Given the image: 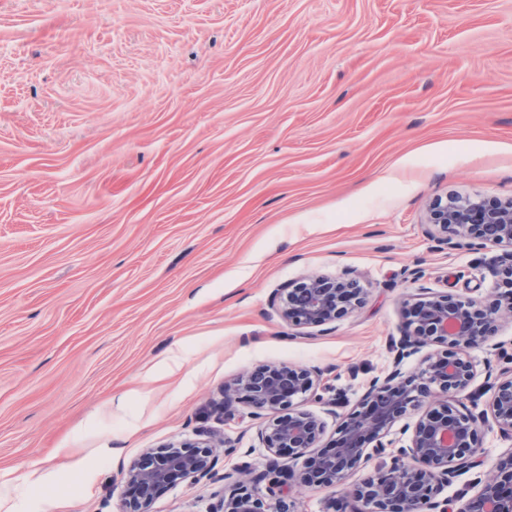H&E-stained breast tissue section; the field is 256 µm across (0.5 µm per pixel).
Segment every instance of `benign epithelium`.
<instances>
[{
  "instance_id": "1",
  "label": "benign epithelium",
  "mask_w": 512,
  "mask_h": 512,
  "mask_svg": "<svg viewBox=\"0 0 512 512\" xmlns=\"http://www.w3.org/2000/svg\"><path fill=\"white\" fill-rule=\"evenodd\" d=\"M432 223L445 236L450 248L466 239L474 249L489 245L512 247V201L486 204L455 198L438 207ZM499 295L482 301L451 294L434 295L407 308L409 333L399 341L400 349L434 342L446 349L429 356L414 375L400 378L393 370L373 379L362 408L340 429L335 446L312 456L304 470L287 471L278 458L303 455L315 447L324 425L315 416L296 411L273 419L261 440L272 455L265 470L250 481L265 484L266 504L254 489L241 485L210 512H290L282 499L288 484L304 487L341 483L358 464L386 455L382 463L339 499L336 512H454L453 501L439 498L441 488L463 472L483 465L482 426L493 419L499 429L512 436V377L495 387L490 413L474 414L459 409L458 394L469 385L474 371L464 353L497 335L501 322L512 316V263L499 270ZM363 289L352 278L309 277L285 289L282 317L293 326H320L336 321L361 299ZM319 374L295 366H258L224 384V421L235 417V403L245 400L253 413L274 412L292 405L296 397L318 396ZM424 409L410 445L396 450L383 441L393 424L407 412ZM373 447H368V444ZM211 445H169L146 453L126 472L133 502L128 512H150L155 494L186 478L212 476ZM462 512H512V453L499 459L495 469L480 481Z\"/></svg>"
}]
</instances>
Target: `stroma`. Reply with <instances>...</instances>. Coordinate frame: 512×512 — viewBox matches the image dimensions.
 <instances>
[{
    "label": "stroma",
    "mask_w": 512,
    "mask_h": 512,
    "mask_svg": "<svg viewBox=\"0 0 512 512\" xmlns=\"http://www.w3.org/2000/svg\"><path fill=\"white\" fill-rule=\"evenodd\" d=\"M454 196L512 200V0H0V512H123L132 461L204 439L214 478L151 512H209L270 458L271 414L215 409L259 365L322 370L293 407L333 447L372 378L440 352L398 358L405 303L490 295L512 262L436 242ZM344 275L354 311L282 320L286 284ZM465 353L478 413L512 319ZM483 431L455 505L512 451ZM363 475L287 501L328 512Z\"/></svg>",
    "instance_id": "35a3bbf8"
}]
</instances>
